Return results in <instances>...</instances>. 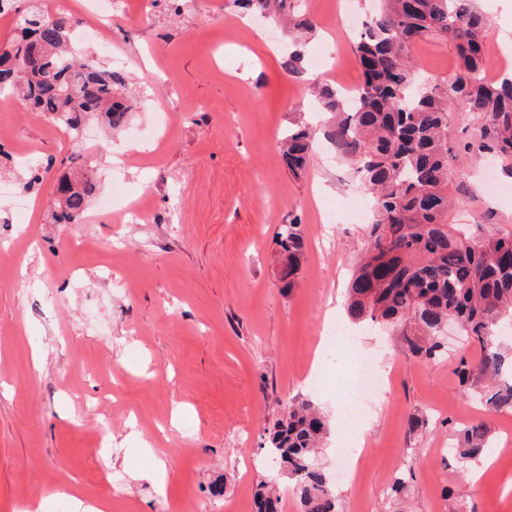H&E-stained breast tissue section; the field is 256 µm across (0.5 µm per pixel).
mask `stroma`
<instances>
[{
    "instance_id": "stroma-1",
    "label": "stroma",
    "mask_w": 512,
    "mask_h": 512,
    "mask_svg": "<svg viewBox=\"0 0 512 512\" xmlns=\"http://www.w3.org/2000/svg\"><path fill=\"white\" fill-rule=\"evenodd\" d=\"M313 24L291 33L227 0H191L176 16L153 0H124L112 19L113 48H136L124 68L135 103L128 127L148 151L129 164L126 189L153 187L148 219L122 224L99 201L112 192V158L129 147L88 120L90 144L15 104L0 130L30 148L40 182L22 222L0 224V512H73L72 488L112 512H254L260 483L275 474L267 431L288 404L310 400L337 426L344 398L308 384L317 344L347 323L346 288L366 227L321 223L318 205L350 210L369 196L333 148L319 147L301 176L280 156L289 126L310 123L306 88L319 74L283 66L288 49L329 45L345 84L359 87L356 38L341 18L346 0H290ZM486 41L512 55V0H478ZM412 59L421 79L448 77L452 43L426 39ZM487 154L458 152L466 188L449 220L479 225L494 212L512 225V197L482 178ZM101 179L88 217L53 224L54 189L74 166ZM300 218L306 237L295 288L278 281L279 225ZM351 326L346 345L368 356L385 384L362 411L353 476H331L340 512H447L454 490L465 512H512V413L490 414L461 392L454 374L468 345L448 357L408 356L395 331ZM41 348V365L32 352ZM423 419L410 429V417ZM180 428H173L172 418ZM486 421L496 450L458 473L448 435ZM153 445L140 450L141 440ZM165 474H157V462ZM413 476L390 497L394 472Z\"/></svg>"
}]
</instances>
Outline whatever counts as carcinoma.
Here are the masks:
<instances>
[{"label":"carcinoma","mask_w":512,"mask_h":512,"mask_svg":"<svg viewBox=\"0 0 512 512\" xmlns=\"http://www.w3.org/2000/svg\"><path fill=\"white\" fill-rule=\"evenodd\" d=\"M355 43L363 72L357 93L346 97L330 83L313 93L328 115L324 138L353 166L374 200L366 251L348 285L349 317L396 329L406 352L427 362L448 355L441 326L455 320L478 356H461L456 376L462 390L477 394L489 413H512V362L498 332L512 317V229L480 226L465 233L448 222L459 201L450 159L451 116L458 104L480 120L468 144L490 151L512 175V75H486L485 33L490 24L475 0H378ZM263 17L286 11V0H232ZM16 15L6 48L33 61L24 70L0 54V95L23 101L73 136L90 116L112 134L125 130L130 106L123 71L90 53L77 52L72 19L51 13L37 0H0ZM449 39L457 65L448 78L421 81L411 50L420 40ZM308 126L288 128L282 157L295 176L303 174L314 149ZM99 188L95 173L80 172L77 187L56 200L55 224L79 221ZM282 287L291 289L300 270L304 231L297 219L279 227ZM328 425L311 401L291 404L269 431L268 453L294 483L305 512H336L319 449ZM493 448L486 422L474 421L453 434L448 453L460 472L481 463ZM257 512H278L274 486L262 484Z\"/></svg>","instance_id":"carcinoma-1"}]
</instances>
